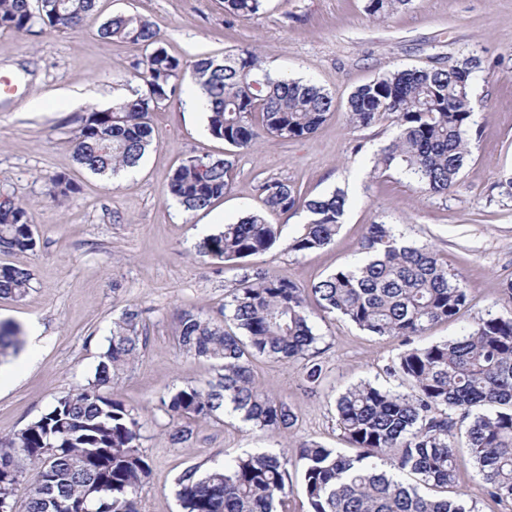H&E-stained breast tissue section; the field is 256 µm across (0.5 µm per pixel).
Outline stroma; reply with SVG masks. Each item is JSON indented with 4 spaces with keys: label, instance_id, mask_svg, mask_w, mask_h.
Masks as SVG:
<instances>
[{
    "label": "stroma",
    "instance_id": "obj_1",
    "mask_svg": "<svg viewBox=\"0 0 512 512\" xmlns=\"http://www.w3.org/2000/svg\"><path fill=\"white\" fill-rule=\"evenodd\" d=\"M366 0H264L258 17L225 14L224 0H96L82 28L57 32L0 31V75L16 93L0 97V195L23 203L35 225L34 249L0 254V264L30 269L32 288L20 301L0 297V321L41 327L38 347L22 346L11 358L15 384L0 392V435L20 430L57 397L87 384L106 345L112 321L129 305L142 311L147 344L138 361L120 374L114 391L141 417V450L150 475L139 492L140 512H181L175 483L188 466L208 469L245 453L287 454L293 493L288 512H307L294 446L314 440L347 449L336 423L335 398L348 386L369 382L396 391L400 379L387 364L405 349L402 339L376 336L334 316L312 311L319 337L317 383L304 378V363L261 359L255 380L287 401L298 420L291 433L253 430L234 413L186 420L185 443L169 440L172 425L159 400L169 391L215 379L210 361L179 353L178 316L193 310L218 319L237 277L235 263L197 254L204 233L264 210L261 181L279 179L307 198L342 189L344 224L328 247L298 255L288 243L308 220L303 210L274 216L282 234L253 265L302 285L317 281L360 255L368 224L394 225L405 240L428 246L461 276L470 303L456 320L434 324L418 345L462 336L481 318L512 309L504 285L512 281V201L491 187L512 170V0H415L411 9L384 22L371 20ZM137 13L161 31L168 52L192 62L241 47L255 49L272 74L311 80L335 100L336 110L310 138L263 137L235 156L232 189L206 210L189 212L167 195L169 180L189 153L221 155L228 146L213 138L204 114L185 108L189 83L151 112L155 149L137 174L116 179L93 174L74 159L73 138L81 118L131 96L138 83L132 65L143 50L99 35L117 13ZM480 55L485 69L473 92L481 103L469 133L471 161L445 196L417 190L402 170L372 174L373 159L395 131L383 122L354 130L346 116L353 90L388 72ZM73 92L62 107L58 90ZM69 178L77 187L62 202L50 196V179ZM460 490L476 512H512V503L486 494L478 470L458 435Z\"/></svg>",
    "mask_w": 512,
    "mask_h": 512
}]
</instances>
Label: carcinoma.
Returning a JSON list of instances; mask_svg holds the SVG:
<instances>
[{
    "label": "carcinoma",
    "instance_id": "1",
    "mask_svg": "<svg viewBox=\"0 0 512 512\" xmlns=\"http://www.w3.org/2000/svg\"><path fill=\"white\" fill-rule=\"evenodd\" d=\"M263 0H224L235 17H256ZM413 0H366L365 11L383 21ZM96 0H0V30L25 32L39 23L75 30ZM106 39L141 46L134 65L140 86L132 97L82 118L74 157L99 175L134 166L152 145L149 114L175 97L178 81L191 72L203 97L211 136L239 150L271 135L311 137L336 111L333 97L311 82L274 78L258 53L242 48L222 59L188 65L170 55L157 27L136 14H115L100 30ZM483 69L471 53L446 65L398 69L358 86L347 101L351 127L364 130L383 120L395 135L374 160L380 177L397 166L425 194L443 196L456 185L470 157L468 133L476 101L473 80ZM232 155H186L172 174L168 193L188 211L204 210L232 186ZM52 199L75 192L62 175L50 178ZM265 212L226 224L202 237L196 252L220 263L239 262L238 279L224 303V319L200 312L180 315L177 349L219 364L217 378L187 385L160 400L170 420H208L231 409L263 432H286L297 421L291 406L262 390L252 363L265 357L282 363L306 360V380L317 381L318 336L310 302L377 336L410 340L433 324L456 319L469 291L433 249L403 244L393 225L370 224L362 257L309 286L255 268L247 260L270 252L281 225L270 217L304 209L309 219L288 243L296 254L332 244L345 214L341 190L306 199L286 181L260 183ZM32 215L8 198L0 208V253L32 250ZM30 270L0 266V297L22 300L32 288ZM142 311L127 306L112 323L107 346L87 385L55 400L21 430L0 437V497L22 498L24 512H139L138 494L150 474L140 449L139 416L112 391V381L145 345ZM20 326L0 322V357L23 344ZM410 391L361 383L336 399V422L347 455L312 441L299 443L308 512H474L444 496L457 487L456 437L466 426V445L487 495L512 501V311L481 318L467 332L427 346L411 347L388 365ZM288 457L247 453L222 467L189 466L176 479L183 512H279L292 492Z\"/></svg>",
    "mask_w": 512,
    "mask_h": 512
}]
</instances>
